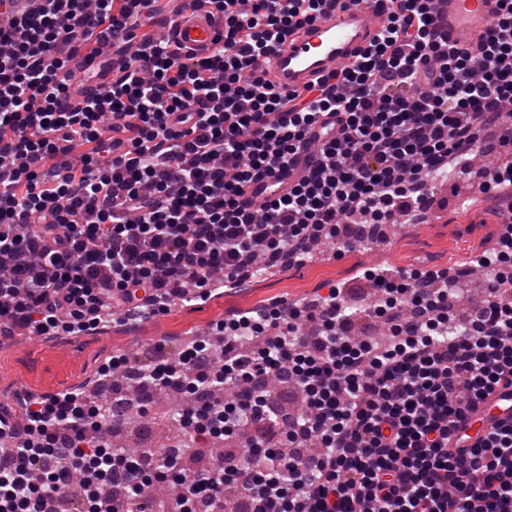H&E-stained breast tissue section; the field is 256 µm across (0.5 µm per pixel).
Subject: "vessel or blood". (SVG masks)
I'll return each instance as SVG.
<instances>
[{
	"label": "vessel or blood",
	"mask_w": 512,
	"mask_h": 512,
	"mask_svg": "<svg viewBox=\"0 0 512 512\" xmlns=\"http://www.w3.org/2000/svg\"><path fill=\"white\" fill-rule=\"evenodd\" d=\"M435 18L448 28V37L459 48L474 50L492 26L498 0H435ZM385 16H372L361 7L328 0L315 21L288 36L266 67L269 82L300 91L318 78L341 70L372 43L385 25ZM221 31L206 9L190 5L173 36L184 49L211 51ZM315 142H308L296 166L281 174L280 182L308 174L317 160ZM512 416V387L497 388L475 413L477 428L488 419Z\"/></svg>",
	"instance_id": "vessel-or-blood-1"
}]
</instances>
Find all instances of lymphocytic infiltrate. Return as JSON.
Returning a JSON list of instances; mask_svg holds the SVG:
<instances>
[{"mask_svg": "<svg viewBox=\"0 0 512 512\" xmlns=\"http://www.w3.org/2000/svg\"><path fill=\"white\" fill-rule=\"evenodd\" d=\"M223 45L203 55L154 37L168 0H0V339L98 329L108 306L145 318L207 299L285 261L303 263L361 227L421 216L439 164L482 192L512 165L476 168L472 148L512 109V0L477 52L459 49L433 0H352L385 15L373 44L301 91L264 77L288 34L325 0H201ZM124 56L114 65V56ZM102 99L73 100V61ZM335 118L311 172L287 195L243 189L292 168L308 131ZM480 306L458 315L451 271L370 272L377 297L344 289L279 299L217 326L178 359L141 367L142 388L106 412L80 393L35 394L15 434L0 416V512H49L80 478L88 512H141L145 487L175 482L169 512H512V418L472 440V414L512 386V235L481 254ZM223 399L196 401L200 389ZM193 396L185 438L238 441L219 469L152 467L106 435L156 393Z\"/></svg>", "mask_w": 512, "mask_h": 512, "instance_id": "obj_1", "label": "lymphocytic infiltrate"}]
</instances>
